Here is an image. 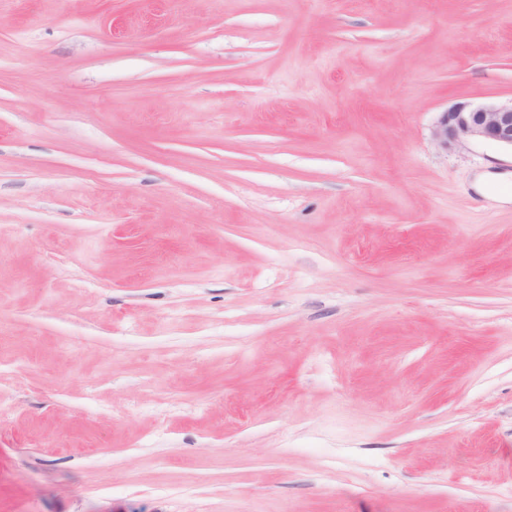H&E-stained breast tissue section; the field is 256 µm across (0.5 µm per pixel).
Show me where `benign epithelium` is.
Listing matches in <instances>:
<instances>
[{
    "instance_id": "7a95c632",
    "label": "benign epithelium",
    "mask_w": 512,
    "mask_h": 512,
    "mask_svg": "<svg viewBox=\"0 0 512 512\" xmlns=\"http://www.w3.org/2000/svg\"><path fill=\"white\" fill-rule=\"evenodd\" d=\"M432 139L445 149L450 143L470 140L491 141L512 149V101L454 104L441 113L432 128Z\"/></svg>"
}]
</instances>
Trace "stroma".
I'll return each instance as SVG.
<instances>
[{
    "mask_svg": "<svg viewBox=\"0 0 512 512\" xmlns=\"http://www.w3.org/2000/svg\"><path fill=\"white\" fill-rule=\"evenodd\" d=\"M512 0H0V512H512ZM433 141L448 149L449 143L491 141L512 152V100H486L450 106L432 128Z\"/></svg>",
    "mask_w": 512,
    "mask_h": 512,
    "instance_id": "obj_1",
    "label": "stroma"
}]
</instances>
